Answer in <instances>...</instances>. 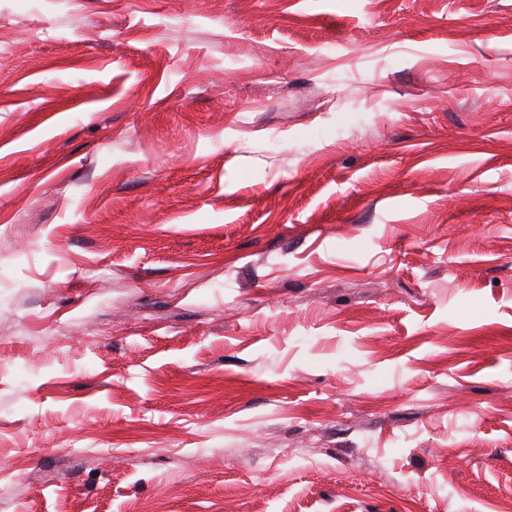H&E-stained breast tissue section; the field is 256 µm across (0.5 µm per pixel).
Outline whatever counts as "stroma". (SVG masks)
<instances>
[{"mask_svg": "<svg viewBox=\"0 0 512 512\" xmlns=\"http://www.w3.org/2000/svg\"><path fill=\"white\" fill-rule=\"evenodd\" d=\"M0 512H512V0H0Z\"/></svg>", "mask_w": 512, "mask_h": 512, "instance_id": "obj_1", "label": "stroma"}]
</instances>
